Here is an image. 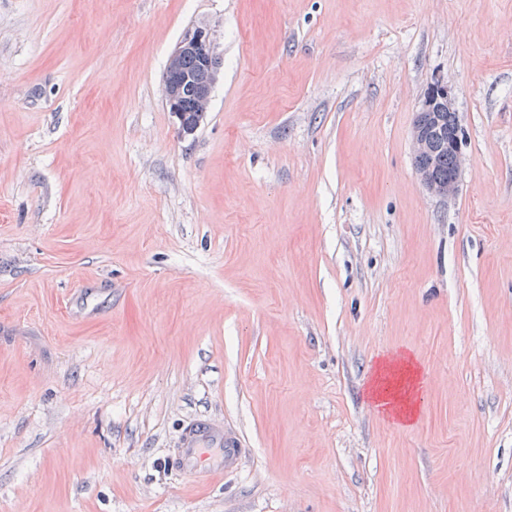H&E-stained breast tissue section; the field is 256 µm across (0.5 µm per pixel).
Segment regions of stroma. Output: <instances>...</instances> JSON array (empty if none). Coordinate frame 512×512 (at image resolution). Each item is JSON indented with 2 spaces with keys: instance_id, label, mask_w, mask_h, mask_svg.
Masks as SVG:
<instances>
[{
  "instance_id": "stroma-1",
  "label": "stroma",
  "mask_w": 512,
  "mask_h": 512,
  "mask_svg": "<svg viewBox=\"0 0 512 512\" xmlns=\"http://www.w3.org/2000/svg\"><path fill=\"white\" fill-rule=\"evenodd\" d=\"M394 351L433 380L408 428L366 396ZM200 417L241 455L193 476ZM0 512H512V0H0ZM192 58L196 63L195 68L193 60L183 61ZM214 44L211 40L209 31L203 27H197L187 33L175 46L169 56L167 67V80L163 87V96L166 104L179 120V132L182 136L193 135L200 126L198 122L195 126H188L182 118L183 110L185 120L188 123H194L198 118V112L203 117L209 112L211 104V93L216 82L217 65ZM184 87L191 89L194 95H185L181 98L180 94ZM196 101V112H194ZM183 109V110H182ZM446 109H448V112H444L441 118L440 129L448 133V137H450L455 130L457 119L454 112L453 88L444 79H437L436 82L431 83L425 93L421 108L417 112V117L411 130L413 155L414 159L419 162L416 172L426 190L431 195L442 199H448V197L454 196L457 193L464 164L460 124L458 123L449 142L454 161L452 160L451 153H448V148L440 150L433 163V173L437 179L432 175L430 163L435 153L433 121L435 120V115H437L433 112ZM452 162L453 168L448 172Z\"/></svg>"
}]
</instances>
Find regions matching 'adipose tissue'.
Returning <instances> with one entry per match:
<instances>
[{
    "label": "adipose tissue",
    "mask_w": 512,
    "mask_h": 512,
    "mask_svg": "<svg viewBox=\"0 0 512 512\" xmlns=\"http://www.w3.org/2000/svg\"><path fill=\"white\" fill-rule=\"evenodd\" d=\"M418 375L415 359L406 354L378 360L366 393L373 407L393 424H412L418 414Z\"/></svg>",
    "instance_id": "1"
}]
</instances>
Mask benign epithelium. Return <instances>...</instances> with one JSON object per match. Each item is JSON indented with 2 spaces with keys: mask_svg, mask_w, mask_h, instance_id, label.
Listing matches in <instances>:
<instances>
[{
  "mask_svg": "<svg viewBox=\"0 0 512 512\" xmlns=\"http://www.w3.org/2000/svg\"><path fill=\"white\" fill-rule=\"evenodd\" d=\"M187 58L195 61V71L183 70L182 64ZM167 72L168 77L164 83L163 96L170 112L177 118H182L179 101L180 94L186 87L193 92L196 111L200 112L202 116L209 112L211 93L216 82L217 65L214 44L207 29L197 27L176 44L169 56ZM440 110L454 111L453 88L443 79L432 83L425 93L421 108L417 112L412 126L411 142L414 159L419 162L416 172L422 184L431 195L446 199L458 191L464 158L460 130L457 129L449 142L454 161L452 170L448 172V181L442 182L432 175L430 163L435 153L433 121L435 113Z\"/></svg>",
  "mask_w": 512,
  "mask_h": 512,
  "instance_id": "obj_1",
  "label": "benign epithelium"
}]
</instances>
